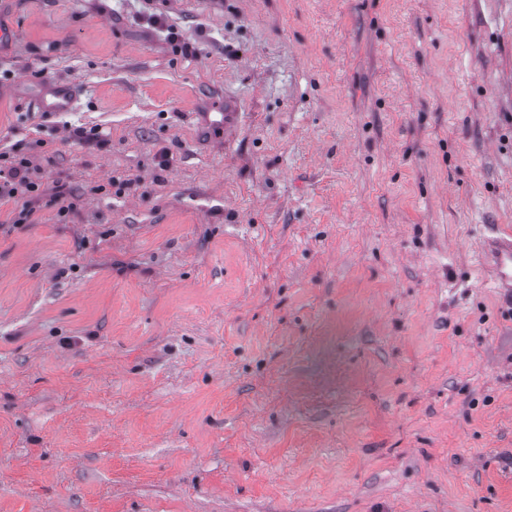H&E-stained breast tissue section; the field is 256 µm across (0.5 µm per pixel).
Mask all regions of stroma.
I'll return each instance as SVG.
<instances>
[{
    "label": "stroma",
    "instance_id": "1",
    "mask_svg": "<svg viewBox=\"0 0 512 512\" xmlns=\"http://www.w3.org/2000/svg\"><path fill=\"white\" fill-rule=\"evenodd\" d=\"M0 25V150L43 183L0 207V512H512V309L478 259L512 227V0ZM59 81L76 105L40 111ZM226 98L236 135L197 138Z\"/></svg>",
    "mask_w": 512,
    "mask_h": 512
}]
</instances>
